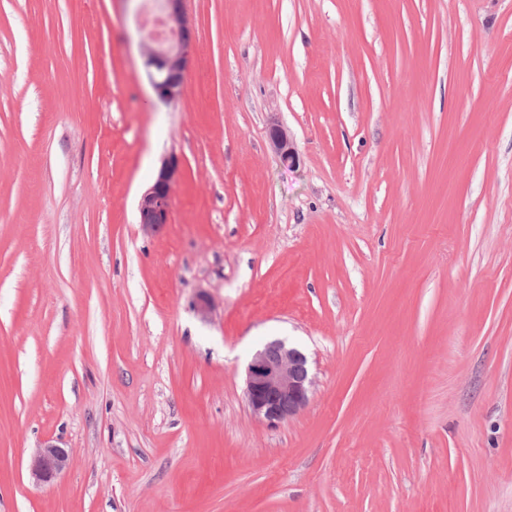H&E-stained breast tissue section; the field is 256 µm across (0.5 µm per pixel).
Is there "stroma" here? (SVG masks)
I'll list each match as a JSON object with an SVG mask.
<instances>
[{"instance_id":"stroma-1","label":"stroma","mask_w":512,"mask_h":512,"mask_svg":"<svg viewBox=\"0 0 512 512\" xmlns=\"http://www.w3.org/2000/svg\"><path fill=\"white\" fill-rule=\"evenodd\" d=\"M135 9L0 0V512H512V0H186L170 103ZM185 3V0H164L156 5L173 38L158 42L139 28L146 75L157 97L164 102L182 95L196 53L194 31ZM268 138L281 161L288 167L296 166L299 162V156L288 131L280 124L272 123L268 129ZM182 176V160L172 153L163 160L154 183L138 202L140 224L146 233H157L170 224L174 187ZM245 397L254 417L271 426L309 403L315 385L308 356L283 339L258 348L246 367ZM70 460L68 448L49 440L34 455L31 476L38 483H50L69 466Z\"/></svg>"}]
</instances>
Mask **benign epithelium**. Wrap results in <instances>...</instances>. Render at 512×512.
Here are the masks:
<instances>
[{"label": "benign epithelium", "instance_id": "7a95c632", "mask_svg": "<svg viewBox=\"0 0 512 512\" xmlns=\"http://www.w3.org/2000/svg\"><path fill=\"white\" fill-rule=\"evenodd\" d=\"M157 8L173 38L158 42L141 33L146 58V75L157 97L168 102L180 97L196 53L192 24L185 0H162ZM270 144L289 167L299 162L288 131L278 123L268 129ZM183 176L181 158L172 153L162 162L154 183L138 202L142 229L150 234L171 223L175 185ZM245 397L254 417L276 426L295 416L309 403L315 385L308 356L283 339H274L258 348L246 367ZM71 460L70 450L49 440L31 462V476L38 483L52 482Z\"/></svg>", "mask_w": 512, "mask_h": 512}]
</instances>
